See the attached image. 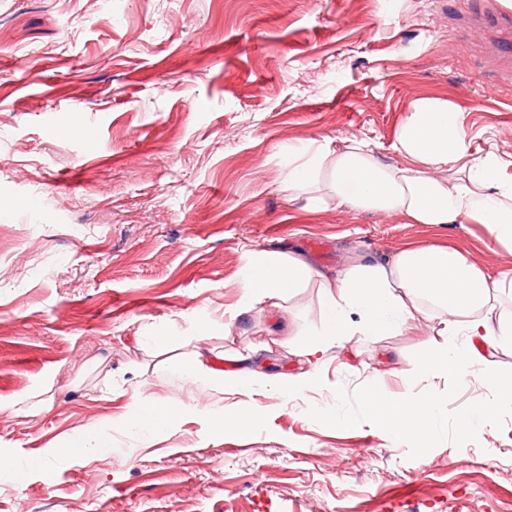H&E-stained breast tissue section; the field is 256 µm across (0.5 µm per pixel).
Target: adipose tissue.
I'll return each mask as SVG.
<instances>
[{"mask_svg":"<svg viewBox=\"0 0 512 512\" xmlns=\"http://www.w3.org/2000/svg\"><path fill=\"white\" fill-rule=\"evenodd\" d=\"M465 118L456 100L417 96L393 143L401 164L378 162L373 143L365 139L315 141L290 151L284 188L310 211L334 203L409 224H474L489 248L512 252V156L491 148L473 151ZM313 284L322 293L318 328L288 331L289 347L306 357L310 370L275 377L249 368L226 372L201 352L189 363L169 359L168 369L198 388L242 395L260 391L288 402L324 383L321 368L330 343L357 335L412 336L425 320L436 323L437 335L448 341L442 353L417 370L428 390L395 397L379 384L368 385L363 392L367 423L392 442L426 444L441 411L430 385L449 377L458 383L474 377L483 381L490 392L478 406L483 415L512 412V375L501 374L481 350L490 338L512 345V315L503 312L504 302L512 299L511 273L490 278L466 250L437 244L405 247L386 263L353 253L335 274L317 270L300 252L250 250L242 268L238 311L283 313L290 298ZM190 412L201 413L211 428L221 431L260 422L259 413L245 415L236 403L218 408L198 401L158 404L137 394L115 423L148 438ZM108 446L99 425L93 424L43 455L23 460L1 455L0 471L20 480L56 454L89 459Z\"/></svg>","mask_w":512,"mask_h":512,"instance_id":"ef3b65f1","label":"adipose tissue"}]
</instances>
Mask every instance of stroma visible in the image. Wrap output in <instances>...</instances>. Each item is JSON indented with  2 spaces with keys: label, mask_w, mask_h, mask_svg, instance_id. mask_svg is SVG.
<instances>
[{
  "label": "stroma",
  "mask_w": 512,
  "mask_h": 512,
  "mask_svg": "<svg viewBox=\"0 0 512 512\" xmlns=\"http://www.w3.org/2000/svg\"><path fill=\"white\" fill-rule=\"evenodd\" d=\"M499 0H0V454L41 453L123 414L137 392L187 400L172 356L210 351L276 375L306 369L268 314H237L249 249L298 250L324 271L349 251L468 249L491 276L512 253L471 224H407L283 190L291 146L367 138L380 163L411 101L460 99L474 148L512 131V33L476 30ZM467 97H459V88ZM171 334L176 343L148 344ZM354 337L305 399L244 397L248 437L195 413L151 444L107 430L110 453L60 455L0 512H512V417L487 424L478 380L439 381L435 440L392 445L365 425L363 388L414 394L443 344ZM23 397L47 400L20 415ZM354 419L338 431L319 414ZM472 416L469 435L454 426Z\"/></svg>",
  "instance_id": "1"
}]
</instances>
